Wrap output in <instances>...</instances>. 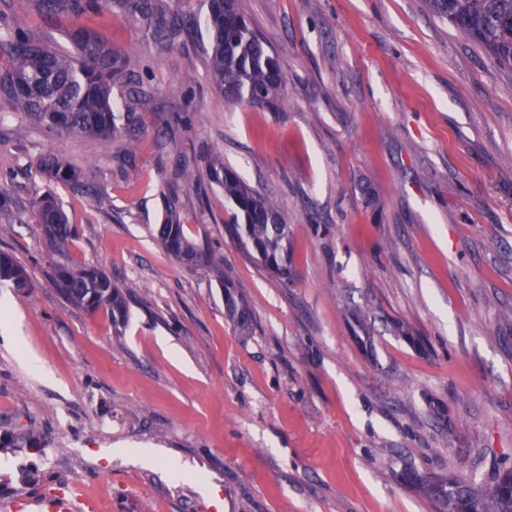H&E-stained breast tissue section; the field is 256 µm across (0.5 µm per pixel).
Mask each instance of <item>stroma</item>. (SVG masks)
Masks as SVG:
<instances>
[{"mask_svg":"<svg viewBox=\"0 0 512 512\" xmlns=\"http://www.w3.org/2000/svg\"><path fill=\"white\" fill-rule=\"evenodd\" d=\"M10 4L56 51L76 22L135 51L144 127L131 152L0 100V252L31 282L0 284V436L66 448L100 512H437L404 469L484 485L512 462V68L426 0H239L285 76L277 110L242 108L212 87L207 27L156 34L209 0L76 22ZM51 153L77 185L42 176ZM215 160L276 203L290 282L231 235ZM48 192L76 230L63 251L35 215ZM170 219L232 270L248 335L210 267L153 238ZM60 266L109 276L124 323L67 304ZM56 476L39 449L0 447L1 480Z\"/></svg>","mask_w":512,"mask_h":512,"instance_id":"obj_1","label":"stroma"}]
</instances>
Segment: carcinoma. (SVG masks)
<instances>
[{
  "label": "carcinoma",
  "instance_id": "1",
  "mask_svg": "<svg viewBox=\"0 0 512 512\" xmlns=\"http://www.w3.org/2000/svg\"><path fill=\"white\" fill-rule=\"evenodd\" d=\"M34 10L46 17L67 15L78 18L96 7H110L112 0H30ZM435 15L462 35L480 44L497 64L512 67V0H427ZM212 44L210 71L213 84L224 101L244 107H279L284 77L276 58L268 50L239 9L238 0H210L206 17ZM68 37L75 54L51 50L19 26L0 27V97L15 112L65 129L107 140L118 132L133 144L141 126L134 105L140 91L129 87L128 79L139 67L137 55L116 52L102 38L81 25H74ZM127 92L114 96V88ZM122 101L117 107L112 100ZM51 179H75L67 158L49 155L42 163ZM210 181L224 189V201L231 209V232L262 263L283 281L292 277L291 235L276 205L254 191L224 166L212 165ZM38 220L44 232L55 225L52 241L63 247L74 236L62 210L49 198L38 205ZM156 237L174 259L195 262L209 260L215 278L224 288V314L240 332L252 325V310L239 296L224 261L207 253L186 236L183 225L160 224ZM59 292L70 305L89 312L101 309L119 324L127 316L122 290L96 267L55 270ZM28 272L7 253L0 254V282L15 288L28 285ZM512 476V468L498 471L491 483L481 488L455 475L424 476L411 469L403 482L423 492L439 512H512V488L500 481Z\"/></svg>",
  "mask_w": 512,
  "mask_h": 512
}]
</instances>
